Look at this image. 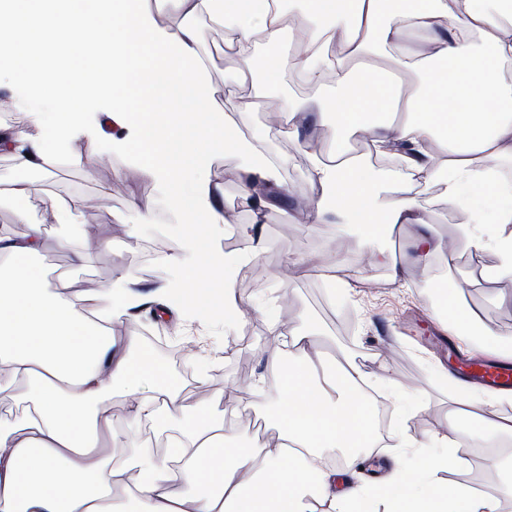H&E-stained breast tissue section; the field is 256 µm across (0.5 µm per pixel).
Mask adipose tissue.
Instances as JSON below:
<instances>
[{
  "mask_svg": "<svg viewBox=\"0 0 512 512\" xmlns=\"http://www.w3.org/2000/svg\"><path fill=\"white\" fill-rule=\"evenodd\" d=\"M147 0H97L94 11L73 0H0V48L21 53L25 90L13 100L27 114L24 128L0 125V149L20 166L41 169L51 143L105 127L118 130L112 146L133 152L142 171L159 179L172 206L185 200L224 221L218 185L209 176V148L221 138L238 159L234 172L244 201L253 183L280 186V166L237 135L232 117L219 125L189 118L187 99L213 101L196 21L208 17L232 31L241 64L238 85L272 74L261 46L301 30L281 0H161L182 17L177 31L154 20ZM307 15L323 18L292 66L315 88L331 82L319 112L288 103L280 133L301 141L305 121L328 116L336 138L328 160H315L317 189L307 219L348 224L363 246L397 224L419 228L414 263L434 255L455 259L423 218L418 188L446 185L449 208L469 214L459 228L464 247L494 251L493 278H512V187L499 166L512 160V0H304ZM99 118L88 121L87 107ZM367 137L379 153L402 149L403 164L386 178L347 146ZM448 149L434 161L429 141ZM47 247L39 229L17 237L0 231V512H112V488L125 471L138 474L126 512H496L492 498L444 474L463 445L460 420L489 436L512 438V390L480 389L448 375L455 410L448 433L422 441L407 432L399 448L415 449L411 470L394 469L373 485L337 477L323 463L328 448L358 454L374 441L371 405L359 397L363 375L348 362L318 373L307 348L318 342L295 328L296 357L269 350L279 396L269 408L276 432L263 447L243 448L225 437L223 420L204 412L187 419L167 459L134 454L113 465L106 445L123 433L107 404L114 390L133 395V420H152L175 393L165 368L135 339L117 342L112 327L145 301L134 284L80 295L52 287L33 259ZM177 292H192L191 311L223 310L215 292L220 273L259 251L248 240L238 258H218L204 241L191 245ZM436 315L461 344L489 335L458 304L456 289L438 282ZM207 493H192V486Z\"/></svg>",
  "mask_w": 512,
  "mask_h": 512,
  "instance_id": "adipose-tissue-1",
  "label": "adipose tissue"
}]
</instances>
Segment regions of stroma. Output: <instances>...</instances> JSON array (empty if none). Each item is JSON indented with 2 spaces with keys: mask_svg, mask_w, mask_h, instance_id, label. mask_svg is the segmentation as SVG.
<instances>
[{
  "mask_svg": "<svg viewBox=\"0 0 512 512\" xmlns=\"http://www.w3.org/2000/svg\"><path fill=\"white\" fill-rule=\"evenodd\" d=\"M198 35L208 58V82L220 112L230 114L240 135L281 160V186L269 198L263 214L241 201L236 180L227 176L237 166L234 154L214 142L211 173L219 182L225 223H209L193 203L183 209L170 208L160 184L144 175L135 157L112 147L111 137L92 139L83 135L56 143L45 168L25 169L11 154L0 152V230L14 235L38 226L47 241L67 239L79 244L102 239L101 247L82 263H73L70 253L47 249L37 259L51 284L66 282L70 292L105 288L118 279L142 287H159L178 281L180 262L190 256L188 242L202 237L211 251L233 255L245 244L254 223H261L259 254L238 265L229 286L247 299L245 319L225 326L222 314L194 317L182 311L167 314L161 332L165 347L154 355L166 368L180 391L176 403L161 409L150 428L135 425L123 447L113 449V463H122L135 443L160 448L170 431L205 404L212 417L222 418L238 395L265 393L263 406L250 409L248 422L234 421L229 433L242 447L257 444L255 424L264 422V405L277 399L276 380L266 368L269 347L289 355V338L299 323H310L336 361L355 363L372 390L375 413H386L378 424L376 442L369 460L361 466L347 464L345 449H335L344 460L340 470L360 484L381 478L398 466H410L411 449L396 448L392 436L407 430L420 439L448 431V412L453 406L446 373L456 372L459 361L488 362L481 342L462 346L448 335L444 319L433 312L434 283L447 280L461 285V304L472 318L490 327L498 341H512V280L483 281L472 285L481 269L496 265L497 256L486 251L477 255L459 251L455 265L444 260L429 267L412 268L409 282H393L389 268L375 257L376 250L410 262L407 247L416 228L409 224L392 227L375 248L366 249L357 235L337 224L308 223L306 212L314 194L311 159L325 156L334 133L331 123L309 130L307 144L297 146L282 137L278 127L288 121L277 106L288 98L307 99L310 90L294 80L290 59L294 43L282 42L284 61L273 80L254 76L242 96L256 95L267 109L243 111L242 96H228L225 86L235 84L239 64L230 46L234 35L222 26L199 21ZM31 187L27 199L11 193L15 182ZM81 199L80 208L66 212L61 201ZM428 211L431 231L444 243L458 242V227L467 223V213L449 208L445 187L430 183L420 189ZM26 210L29 221L17 223L18 210ZM342 267L349 283L342 296L327 288L323 272ZM450 480L467 483L483 479V495L492 497L498 512H512V481L502 471L460 458Z\"/></svg>",
  "mask_w": 512,
  "mask_h": 512,
  "instance_id": "35a3bbf8",
  "label": "stroma"
}]
</instances>
